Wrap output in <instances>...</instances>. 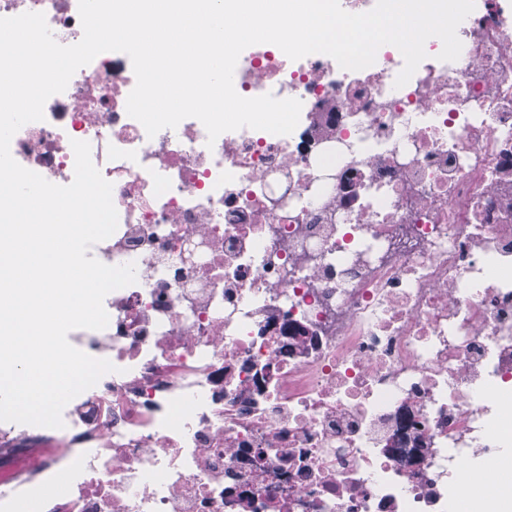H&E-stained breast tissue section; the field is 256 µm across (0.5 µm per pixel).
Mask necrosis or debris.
Wrapping results in <instances>:
<instances>
[{
	"mask_svg": "<svg viewBox=\"0 0 512 512\" xmlns=\"http://www.w3.org/2000/svg\"><path fill=\"white\" fill-rule=\"evenodd\" d=\"M43 13L57 42L78 0ZM463 48L362 70L246 48L241 96L301 101L288 135L148 136L122 52L78 69L10 144L74 179L72 141L112 183L136 267L73 347L113 372L63 428L0 422V512H512V0H475Z\"/></svg>",
	"mask_w": 512,
	"mask_h": 512,
	"instance_id": "1",
	"label": "necrosis or debris"
}]
</instances>
